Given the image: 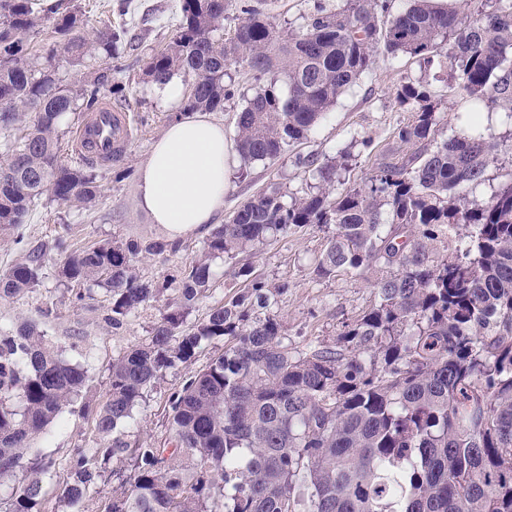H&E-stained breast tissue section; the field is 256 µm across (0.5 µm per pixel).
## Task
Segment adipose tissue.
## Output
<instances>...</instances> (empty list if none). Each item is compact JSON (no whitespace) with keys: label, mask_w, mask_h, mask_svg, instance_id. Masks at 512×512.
Masks as SVG:
<instances>
[{"label":"adipose tissue","mask_w":512,"mask_h":512,"mask_svg":"<svg viewBox=\"0 0 512 512\" xmlns=\"http://www.w3.org/2000/svg\"><path fill=\"white\" fill-rule=\"evenodd\" d=\"M228 149L224 126L204 112L172 122L138 176L139 204L169 240L208 231L224 210Z\"/></svg>","instance_id":"1"}]
</instances>
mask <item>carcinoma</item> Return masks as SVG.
<instances>
[{"instance_id":"carcinoma-1","label":"carcinoma","mask_w":512,"mask_h":512,"mask_svg":"<svg viewBox=\"0 0 512 512\" xmlns=\"http://www.w3.org/2000/svg\"><path fill=\"white\" fill-rule=\"evenodd\" d=\"M229 6L181 0L179 24L147 55L144 74L158 85L184 74L187 109L215 111L234 95L227 71L251 72L258 88L236 119L246 164L287 163L290 147L380 49L425 67L447 59L458 95L512 119V0L492 10L474 0H411L395 13L392 0H347L343 8L318 5L291 32L242 5L247 18L234 37L217 40ZM48 23L53 41L34 55L30 38ZM130 43L124 27L87 39L76 0L48 10L40 0H0L1 230L26 223L44 196L83 208L95 201L101 162L62 160L59 124L123 93L107 60ZM61 54L83 68L78 83L58 76ZM274 74L284 75L287 95ZM393 99L414 113L398 138L422 149L338 194L344 157L319 164L295 154V165L315 170V190L288 201L271 183L214 228L176 277L160 283L136 271L141 257L178 249L163 239L79 253L59 239L30 247L0 274V297L13 298L35 288L53 259L58 277L109 288L115 325L172 287L178 294L148 341L112 359L109 397L95 411L103 443L72 450L63 501L81 503L120 456L129 486L113 490L101 512H512V181L487 200L455 193L482 181L512 145L487 140L474 110L462 134L433 147L438 103L427 85L402 83ZM308 224L331 229L317 276L344 270L376 290L375 304L334 345H288L278 315L257 312L288 284L256 279L183 329L184 310L211 286L212 256L231 259ZM220 337L231 345L168 396L165 436L124 440L117 429L133 420L145 391ZM85 381L34 325L0 331V477L16 481L0 512H40L52 462L32 443Z\"/></svg>"}]
</instances>
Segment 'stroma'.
Wrapping results in <instances>:
<instances>
[{"mask_svg":"<svg viewBox=\"0 0 512 512\" xmlns=\"http://www.w3.org/2000/svg\"><path fill=\"white\" fill-rule=\"evenodd\" d=\"M316 1L319 0H245L268 13L277 27L290 30L304 27ZM114 2L77 0L88 16L87 36H94L102 19L108 17L113 26H126L135 39L134 47L122 49L120 58L112 62V77L123 86L126 95L125 112L132 122V137L121 161L102 169L101 192L91 207L44 199L35 206L27 224L0 231V273L18 260L29 244H50L62 238L75 252L113 240L145 242L165 236L163 228L151 223L139 209L136 188L139 170L153 144L180 110L166 100L161 87L147 82L143 73L144 50L167 44L180 20V0H132L131 13L123 17L110 15ZM447 74L444 66L426 69L415 59L378 53L372 68L338 98L306 140L294 145V152L312 154L322 161L341 151L350 152L349 166L340 175V187L367 184L380 164L397 162L417 150L415 144L398 138L399 129L413 119L412 112L399 108L392 99L391 91L398 83L429 84L440 105L436 140L464 131L467 104L455 93ZM231 80L237 90L235 97L213 113L214 119L223 124L230 146L235 143L237 114L245 104V95L251 94L255 85L250 73L240 68L232 71ZM272 182L281 183L292 196L304 194L314 184L311 173L294 165L261 161L247 165L238 154H231L221 223H228L243 203ZM328 238L325 228L313 224L289 230L235 259L213 258L211 287L190 310L188 323L202 322L212 308L226 304L247 288L248 278L234 275L244 266L250 269V278L287 284V291L277 295L272 309L283 323L289 344L298 348L317 342L333 344L344 323L373 304L375 293L370 283L346 271L327 278L315 275V261L325 250ZM204 240V235L191 234L181 239L177 254L143 256L137 264L140 275L163 281L200 254ZM79 292L85 295L80 302L75 299ZM175 299V291H167L160 300L145 305L115 326L108 320L111 293L88 283L61 280L52 263L47 265L38 287L15 298L0 299L1 327L12 329L23 321L35 324L64 359L81 365L87 372L81 400L66 408L34 442L40 454L53 463L43 478L45 512H98L102 497L108 493L107 486L100 483L78 505L69 506L59 500L72 448H92L99 441L94 415L85 411L83 404L88 401L100 406L107 401L113 358L144 342L167 303ZM224 347V339L212 340L203 345L194 361L165 372L136 408L134 423L125 426L126 440L142 443L164 435L170 393L211 358L222 354Z\"/></svg>","mask_w":512,"mask_h":512,"instance_id":"obj_1","label":"stroma"}]
</instances>
